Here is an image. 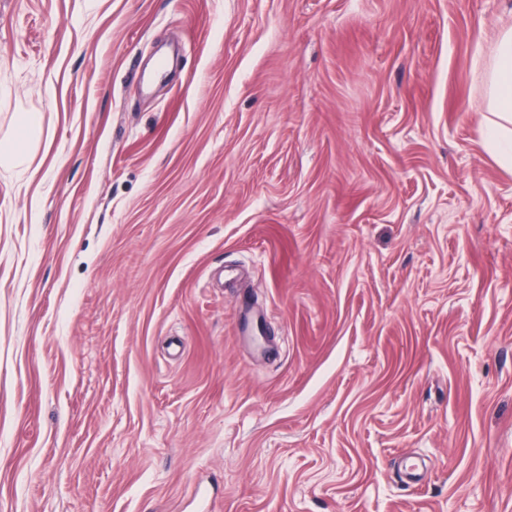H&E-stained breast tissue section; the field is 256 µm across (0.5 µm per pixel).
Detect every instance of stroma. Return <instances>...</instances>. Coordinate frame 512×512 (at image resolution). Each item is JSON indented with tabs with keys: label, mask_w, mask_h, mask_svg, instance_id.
Returning <instances> with one entry per match:
<instances>
[{
	"label": "stroma",
	"mask_w": 512,
	"mask_h": 512,
	"mask_svg": "<svg viewBox=\"0 0 512 512\" xmlns=\"http://www.w3.org/2000/svg\"><path fill=\"white\" fill-rule=\"evenodd\" d=\"M511 26L0 0V512H512ZM487 97L482 104L491 126L494 158L512 169V27L501 33L484 66Z\"/></svg>",
	"instance_id": "35a3bbf8"
}]
</instances>
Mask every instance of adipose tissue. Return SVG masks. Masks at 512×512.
<instances>
[{"label":"adipose tissue","instance_id":"obj_1","mask_svg":"<svg viewBox=\"0 0 512 512\" xmlns=\"http://www.w3.org/2000/svg\"><path fill=\"white\" fill-rule=\"evenodd\" d=\"M487 97L482 108L491 126L496 161L512 169V27L501 33L484 67Z\"/></svg>","mask_w":512,"mask_h":512}]
</instances>
